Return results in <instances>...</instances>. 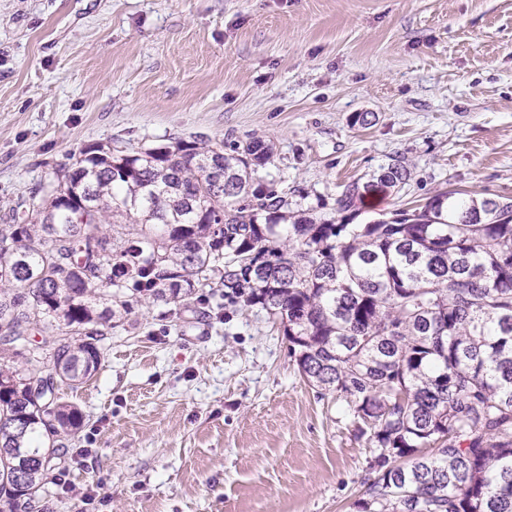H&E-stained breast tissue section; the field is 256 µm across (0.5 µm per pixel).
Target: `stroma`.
Returning a JSON list of instances; mask_svg holds the SVG:
<instances>
[{
  "instance_id": "stroma-1",
  "label": "stroma",
  "mask_w": 512,
  "mask_h": 512,
  "mask_svg": "<svg viewBox=\"0 0 512 512\" xmlns=\"http://www.w3.org/2000/svg\"><path fill=\"white\" fill-rule=\"evenodd\" d=\"M360 112L372 124H355ZM273 142L258 176L332 215L396 153L360 222L441 191L512 198V0H0V224L80 149ZM135 305L94 377L53 512H359L347 403L259 309Z\"/></svg>"
}]
</instances>
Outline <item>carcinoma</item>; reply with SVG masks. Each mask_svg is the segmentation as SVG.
<instances>
[{
    "label": "carcinoma",
    "instance_id": "obj_1",
    "mask_svg": "<svg viewBox=\"0 0 512 512\" xmlns=\"http://www.w3.org/2000/svg\"><path fill=\"white\" fill-rule=\"evenodd\" d=\"M262 140L93 145L0 224V512L39 504L129 297L222 290L279 322L298 371L368 436L360 512H512V202L440 192L356 223L411 171L388 157L293 210L256 177Z\"/></svg>",
    "mask_w": 512,
    "mask_h": 512
}]
</instances>
